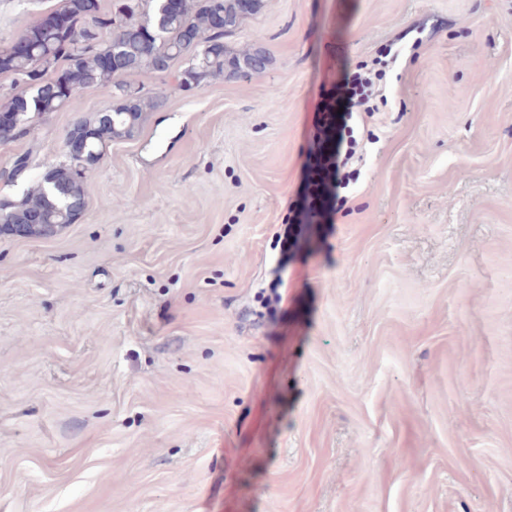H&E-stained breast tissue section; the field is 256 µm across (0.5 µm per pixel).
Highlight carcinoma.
Here are the masks:
<instances>
[{
    "label": "carcinoma",
    "mask_w": 512,
    "mask_h": 512,
    "mask_svg": "<svg viewBox=\"0 0 512 512\" xmlns=\"http://www.w3.org/2000/svg\"><path fill=\"white\" fill-rule=\"evenodd\" d=\"M262 6L263 0H112V9L104 12L100 0H64L56 14L68 20L67 27L42 21L21 34L30 45L27 54L0 51V73L23 84V90L0 104V113L18 115L15 124L0 125L1 140L24 135L31 116L60 110L87 88L110 83L115 98L111 109L73 124L71 131L84 142L82 161L70 157L52 165L20 201H1L4 223L27 224L38 216L45 226L32 236L42 237L48 225L71 224L84 210L86 172L112 140L131 134L144 113L160 111L167 103L166 88L134 87L126 75L172 73L184 91L216 76L238 78L265 69L263 48L233 52L225 42ZM104 32L109 39H101ZM183 57L188 65L172 72Z\"/></svg>",
    "instance_id": "carcinoma-1"
}]
</instances>
